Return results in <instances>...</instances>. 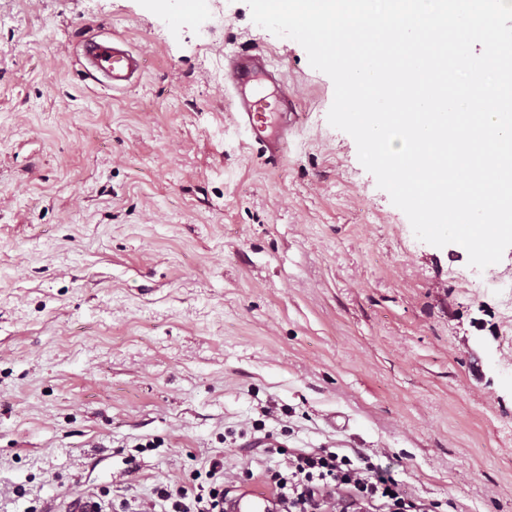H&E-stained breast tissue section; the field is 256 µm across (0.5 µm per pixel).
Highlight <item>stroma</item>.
<instances>
[{"mask_svg": "<svg viewBox=\"0 0 512 512\" xmlns=\"http://www.w3.org/2000/svg\"><path fill=\"white\" fill-rule=\"evenodd\" d=\"M185 2L0 0V512L145 500L213 456L266 490L260 423L438 512H512V307L414 236L297 41ZM115 33L148 57L121 93L71 56ZM241 47L297 102L276 160L232 122Z\"/></svg>", "mask_w": 512, "mask_h": 512, "instance_id": "35a3bbf8", "label": "stroma"}]
</instances>
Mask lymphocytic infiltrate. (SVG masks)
<instances>
[{
    "instance_id": "lymphocytic-infiltrate-1",
    "label": "lymphocytic infiltrate",
    "mask_w": 512,
    "mask_h": 512,
    "mask_svg": "<svg viewBox=\"0 0 512 512\" xmlns=\"http://www.w3.org/2000/svg\"><path fill=\"white\" fill-rule=\"evenodd\" d=\"M266 478L277 512H434L433 503L409 495L366 453L328 448L287 450L267 444ZM239 482L223 458L212 457L204 478L158 485L141 512H224Z\"/></svg>"
}]
</instances>
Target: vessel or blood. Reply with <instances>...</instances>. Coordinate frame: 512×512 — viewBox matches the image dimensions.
<instances>
[{"label": "vessel or blood", "instance_id": "b4317fda", "mask_svg": "<svg viewBox=\"0 0 512 512\" xmlns=\"http://www.w3.org/2000/svg\"><path fill=\"white\" fill-rule=\"evenodd\" d=\"M146 55L131 49L120 37L85 39L77 54L78 64L88 72L100 74L108 89L120 92L142 73ZM274 64L263 54L236 53L225 59V75L234 91L233 119L250 145L272 156L281 155L299 120L296 101L286 91L274 99L254 92ZM229 512H270L271 498L260 491L246 490L232 498Z\"/></svg>", "mask_w": 512, "mask_h": 512}]
</instances>
